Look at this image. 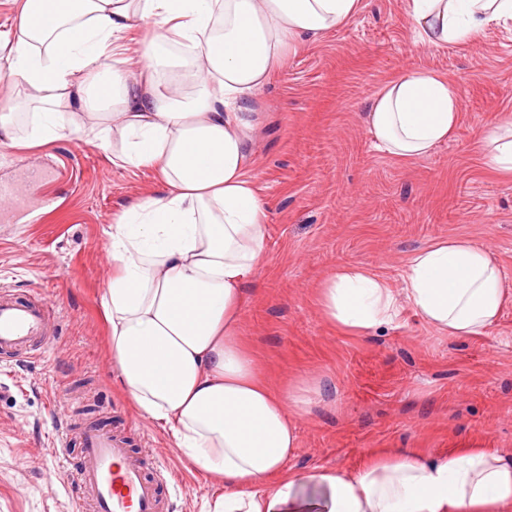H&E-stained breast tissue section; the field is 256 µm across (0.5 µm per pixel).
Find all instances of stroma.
<instances>
[{"label":"stroma","mask_w":512,"mask_h":512,"mask_svg":"<svg viewBox=\"0 0 512 512\" xmlns=\"http://www.w3.org/2000/svg\"><path fill=\"white\" fill-rule=\"evenodd\" d=\"M449 77L461 123L427 157L376 151L363 114L409 69ZM251 174L270 210L264 259L246 288L241 335L281 391L317 382L297 420L289 467L353 468L369 448L512 455V301L481 338L439 335L411 308L358 337L325 323L314 291L339 264L403 286L409 257L464 236L485 247L512 291V176L485 166L477 135L512 115V22L462 44L416 40L404 0H361L325 36L297 44L256 97ZM26 211L0 206V287L44 293L53 336L40 357L0 358V512H76L81 437L99 428L148 445L166 466L170 512H205L216 492L130 403L99 306L112 276L107 231L157 188L153 172L113 165L95 141L0 146V183ZM69 428L66 459L54 441Z\"/></svg>","instance_id":"obj_1"}]
</instances>
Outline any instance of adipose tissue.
<instances>
[{"instance_id": "adipose-tissue-1", "label": "adipose tissue", "mask_w": 512, "mask_h": 512, "mask_svg": "<svg viewBox=\"0 0 512 512\" xmlns=\"http://www.w3.org/2000/svg\"><path fill=\"white\" fill-rule=\"evenodd\" d=\"M360 0H23L0 33V144L85 139L112 163L150 170L154 195L109 234L115 267L100 295L118 376L140 413L220 491L208 512H512V459L453 448L443 460L373 449L356 468L298 471L305 402L267 384L240 338L242 287L260 264L268 208L249 174L255 97L301 39L334 31ZM421 42L471 39L512 20V0H407ZM142 24L136 49L122 39ZM118 46L108 64L105 50ZM454 83L408 70L371 99L365 125L386 156L411 161L452 139ZM492 170L512 175V116L479 134ZM512 295L480 245L452 237L414 253L402 289L341 264L317 290L323 319L353 336L403 308L442 335L480 338Z\"/></svg>"}]
</instances>
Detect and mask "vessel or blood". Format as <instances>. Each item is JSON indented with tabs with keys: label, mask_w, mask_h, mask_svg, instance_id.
<instances>
[{
	"label": "vessel or blood",
	"mask_w": 512,
	"mask_h": 512,
	"mask_svg": "<svg viewBox=\"0 0 512 512\" xmlns=\"http://www.w3.org/2000/svg\"><path fill=\"white\" fill-rule=\"evenodd\" d=\"M49 306L41 293L0 292V355L33 353L47 344ZM78 484L91 512H168L162 480L147 457L118 435L92 429L82 438Z\"/></svg>",
	"instance_id": "1"
}]
</instances>
